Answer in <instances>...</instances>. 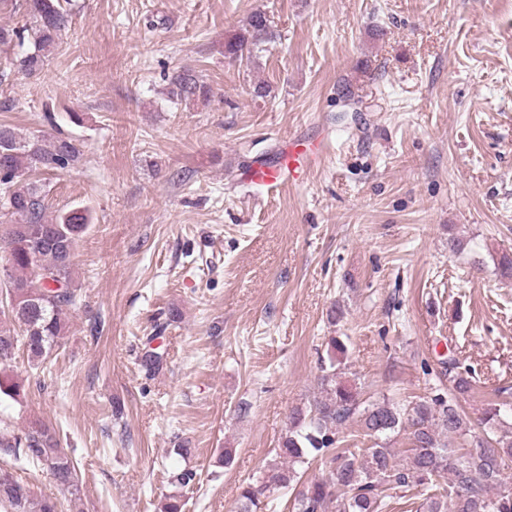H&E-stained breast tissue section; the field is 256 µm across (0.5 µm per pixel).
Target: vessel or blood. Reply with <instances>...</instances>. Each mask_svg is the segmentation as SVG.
I'll use <instances>...</instances> for the list:
<instances>
[{"mask_svg":"<svg viewBox=\"0 0 512 512\" xmlns=\"http://www.w3.org/2000/svg\"><path fill=\"white\" fill-rule=\"evenodd\" d=\"M323 154L324 146L320 142L292 139L276 160L244 170L240 180L270 195L283 184L305 183L320 165Z\"/></svg>","mask_w":512,"mask_h":512,"instance_id":"obj_1","label":"vessel or blood"}]
</instances>
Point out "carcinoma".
Instances as JSON below:
<instances>
[{
	"label": "carcinoma",
	"mask_w": 512,
	"mask_h": 512,
	"mask_svg": "<svg viewBox=\"0 0 512 512\" xmlns=\"http://www.w3.org/2000/svg\"><path fill=\"white\" fill-rule=\"evenodd\" d=\"M30 26L0 27V44L22 42L32 34L33 46L15 57L12 66L32 75L44 68L59 48L68 16L62 0H24ZM273 38L265 15L251 16L248 27L226 45L238 60L252 57ZM176 98L206 96L208 89L188 73L172 80ZM81 144L72 138L46 140L21 135L0 124V248L6 264L0 267V285L23 287L21 298L0 310V400L19 402L29 382L8 373L16 351L24 347L35 368L46 363L67 331V313L80 299L76 283V251L89 229L90 216L75 207L46 215V184L39 174L75 166ZM328 365L319 377L321 397L299 408L288 433L263 475L241 488L238 512H272L274 494L292 498V512H388L391 490L407 493L419 488L420 512H512V482L506 471L512 464V437L495 434L512 418V402L488 404L475 428L460 410L458 399L473 387L472 371L448 377V392L436 389L407 405L389 398L368 401L358 390L339 380L336 361L347 346L333 336ZM359 423L369 448H342L341 433L350 421ZM405 432L409 447L392 448L388 440ZM22 457L42 467L66 487H77L74 461L60 447L55 429L34 423L20 433L0 432V455ZM316 460L322 476L302 480L296 466ZM0 506L5 512H56V503L37 498L31 489L0 469Z\"/></svg>",
	"instance_id": "carcinoma-1"
}]
</instances>
